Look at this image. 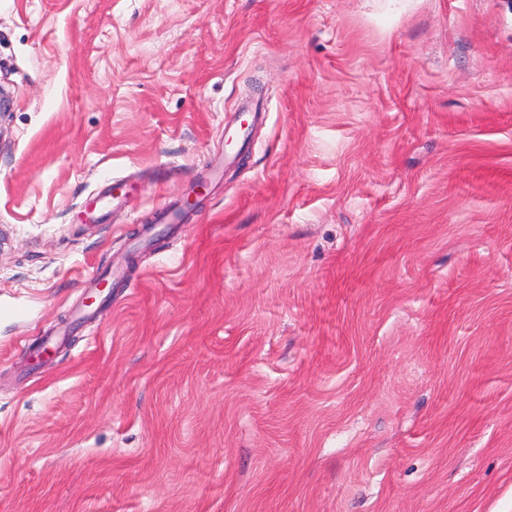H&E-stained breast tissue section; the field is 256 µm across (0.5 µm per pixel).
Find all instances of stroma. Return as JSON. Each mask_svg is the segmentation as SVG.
<instances>
[{
    "label": "stroma",
    "mask_w": 512,
    "mask_h": 512,
    "mask_svg": "<svg viewBox=\"0 0 512 512\" xmlns=\"http://www.w3.org/2000/svg\"><path fill=\"white\" fill-rule=\"evenodd\" d=\"M0 85V512H512V0H0Z\"/></svg>",
    "instance_id": "obj_1"
}]
</instances>
